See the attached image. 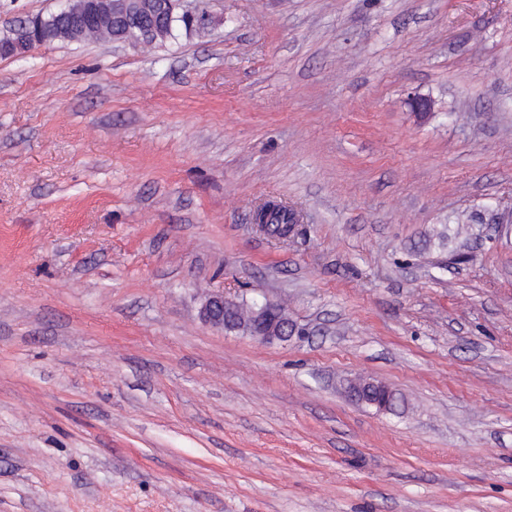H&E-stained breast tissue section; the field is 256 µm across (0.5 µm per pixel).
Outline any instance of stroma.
I'll list each match as a JSON object with an SVG mask.
<instances>
[{"instance_id": "1", "label": "stroma", "mask_w": 512, "mask_h": 512, "mask_svg": "<svg viewBox=\"0 0 512 512\" xmlns=\"http://www.w3.org/2000/svg\"><path fill=\"white\" fill-rule=\"evenodd\" d=\"M188 6L0 56V512H512V0ZM147 22L149 24H155V30L148 37H145L142 31L138 29H134L127 34L124 35V39L129 42H132L134 45L143 44L144 46H155L165 43L171 39L175 38V29L178 22H182L186 25L184 20L178 21L172 27L167 24H162L159 19L155 18V20L149 16H146ZM254 221L255 224H262L267 234L283 239L292 231L293 224L297 223V217L288 205L267 202L257 209ZM240 303L224 298V294L211 296L203 305L200 311L201 319L209 325L220 327L225 331H237L247 321L248 328L254 337L262 341H287L288 337L295 333V328L289 324L287 317L282 316V308L266 302L255 304L248 313V319L242 321L237 316ZM350 393L356 401L376 406L379 411H390L395 401L393 394L388 389L369 380L359 379L351 383Z\"/></svg>"}]
</instances>
